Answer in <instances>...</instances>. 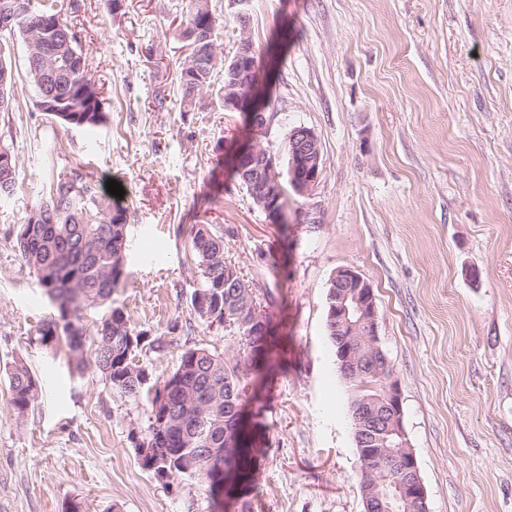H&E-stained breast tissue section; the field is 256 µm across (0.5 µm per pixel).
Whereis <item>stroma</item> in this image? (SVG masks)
I'll return each instance as SVG.
<instances>
[{
    "instance_id": "1",
    "label": "stroma",
    "mask_w": 512,
    "mask_h": 512,
    "mask_svg": "<svg viewBox=\"0 0 512 512\" xmlns=\"http://www.w3.org/2000/svg\"><path fill=\"white\" fill-rule=\"evenodd\" d=\"M225 57L249 39L261 65L271 153L310 128L323 172L286 189L279 222L231 171L249 137L214 98L180 111L186 0H56L106 100L105 124L63 127L38 105L26 47L0 34L15 101L0 145L18 189L0 202V512H187L205 491L163 486L129 439L148 424L99 372L39 342L57 310L15 248L53 179L82 166L125 194L133 248L113 296L164 340L137 358L166 379L190 346L235 357L233 337L194 312L195 224L224 231V256L273 298L266 378L249 403L264 453L254 512H364L346 385L327 339L337 269L372 285L379 335L429 512H512V0H211ZM41 392L17 414L6 370Z\"/></svg>"
}]
</instances>
